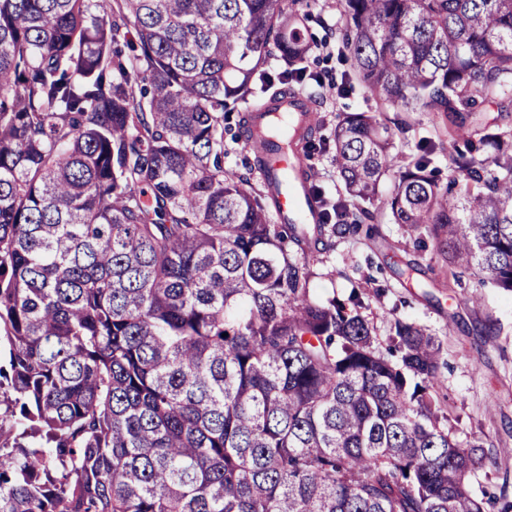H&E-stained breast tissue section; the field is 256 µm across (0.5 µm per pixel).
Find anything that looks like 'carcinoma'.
Wrapping results in <instances>:
<instances>
[{
  "mask_svg": "<svg viewBox=\"0 0 512 512\" xmlns=\"http://www.w3.org/2000/svg\"><path fill=\"white\" fill-rule=\"evenodd\" d=\"M343 61L383 104L441 112L397 164L387 124L333 132L347 203L317 236L273 224L270 191L224 173V113L284 98L311 51L284 0H0V512H484L494 468L437 396L442 348L397 318L380 350L354 290L309 295L310 264L378 228L512 292V0H343ZM272 152L316 125L239 116ZM492 152L480 157L477 146Z\"/></svg>",
  "mask_w": 512,
  "mask_h": 512,
  "instance_id": "1",
  "label": "carcinoma"
}]
</instances>
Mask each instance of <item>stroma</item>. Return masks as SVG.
<instances>
[{
    "mask_svg": "<svg viewBox=\"0 0 512 512\" xmlns=\"http://www.w3.org/2000/svg\"><path fill=\"white\" fill-rule=\"evenodd\" d=\"M288 9L307 14L306 25L319 42L307 64L311 80L299 84L300 93L317 100V137L322 149L307 160L314 184L328 201L344 197L345 190L333 161V131L339 119L351 112H383L394 134L395 150L403 157L416 154L421 140H439L432 167L440 182H447L449 158L463 140L440 138L429 112H400L380 108L359 81L346 94L325 97L314 75L341 79L342 44L335 40L344 23L340 0H289ZM379 235L342 241L335 251L321 255L311 266V298L325 302L346 300L351 290L364 299L363 311L379 339H386L394 319L425 327L442 342L439 397L458 439L484 437L486 450L497 457L494 474L477 469L474 490L491 487L512 500V294L470 281L458 287L443 258L434 248L415 250L403 226L392 223L381 204L371 207ZM415 264L405 276L407 264ZM480 289V304H470L472 289Z\"/></svg>",
    "mask_w": 512,
    "mask_h": 512,
    "instance_id": "35a3bbf8",
    "label": "stroma"
}]
</instances>
